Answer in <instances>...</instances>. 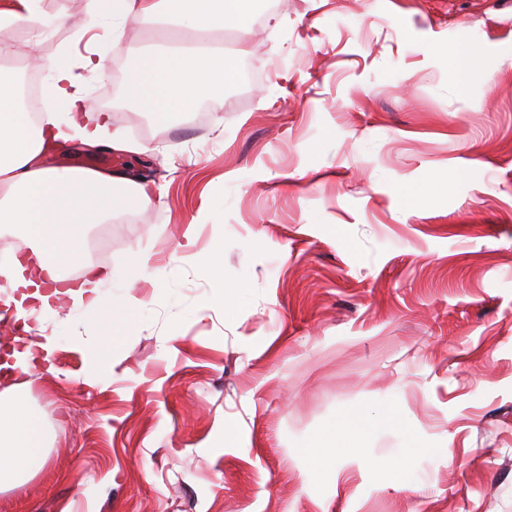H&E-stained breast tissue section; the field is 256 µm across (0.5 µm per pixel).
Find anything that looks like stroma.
I'll return each instance as SVG.
<instances>
[{
    "mask_svg": "<svg viewBox=\"0 0 512 512\" xmlns=\"http://www.w3.org/2000/svg\"><path fill=\"white\" fill-rule=\"evenodd\" d=\"M269 3L163 123L124 95L163 18L39 0L53 26L11 30L142 147L44 167L153 192L94 263L129 306L113 351L66 298L8 323L52 340L14 373L48 448L0 512H512V0ZM466 44L494 62L469 82ZM330 429L350 454L311 462Z\"/></svg>",
    "mask_w": 512,
    "mask_h": 512,
    "instance_id": "stroma-1",
    "label": "stroma"
}]
</instances>
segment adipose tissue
<instances>
[{
  "mask_svg": "<svg viewBox=\"0 0 512 512\" xmlns=\"http://www.w3.org/2000/svg\"><path fill=\"white\" fill-rule=\"evenodd\" d=\"M163 5L203 32L217 25L244 24L254 0H112V11L125 18L132 10L147 14ZM205 60L223 62L222 48L193 38L176 41L161 54L136 62L125 97L156 120L166 121L172 113L187 111L197 99L193 84L174 79L173 71L194 68ZM17 87L13 70L0 66V229L18 231L28 241L31 256L0 269V276L18 291L20 302L48 309L52 297L43 291L46 282L62 283L64 270L84 261L83 227L105 223L130 205L146 206L151 196L147 184L122 176L42 166L45 149L74 136L85 144L108 138L113 148H131L120 132H109L106 114L87 104L65 64L55 66L48 92L67 107L68 121L51 111L40 121H31L18 102ZM105 278V273L90 267L78 287L65 290L74 302L89 300L97 327L121 324L128 317L125 304L99 295ZM46 460V435L21 385L0 392V488L38 473Z\"/></svg>",
  "mask_w": 512,
  "mask_h": 512,
  "instance_id": "adipose-tissue-1",
  "label": "adipose tissue"
}]
</instances>
